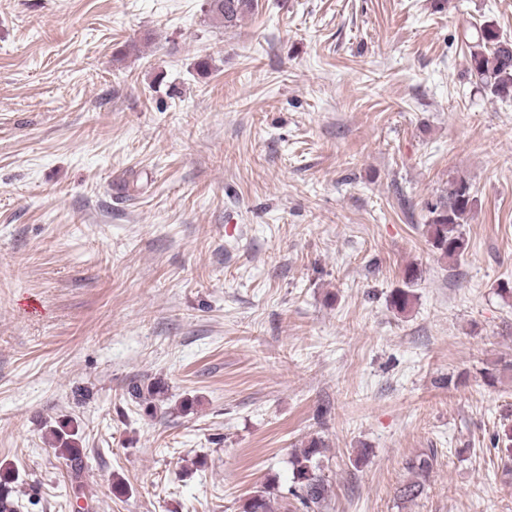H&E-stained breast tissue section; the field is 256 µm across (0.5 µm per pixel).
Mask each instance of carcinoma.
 I'll return each mask as SVG.
<instances>
[{
	"label": "carcinoma",
	"instance_id": "carcinoma-1",
	"mask_svg": "<svg viewBox=\"0 0 512 512\" xmlns=\"http://www.w3.org/2000/svg\"><path fill=\"white\" fill-rule=\"evenodd\" d=\"M257 0H207L208 15L226 29L238 25L246 15L254 12ZM464 44L469 52L470 73L482 89L499 98L512 97V39L503 37L495 25L485 22L473 26V32H464ZM476 203L472 186L463 176L448 179V187L436 200L427 206V234L434 249L442 256L456 259L464 254L467 243L460 227L468 222ZM60 442L58 453L78 473L84 467V453L67 438V432H55ZM322 443L311 440L305 448L295 453L292 460L294 479L298 487L292 496L305 512H321L327 498L328 488L319 473L315 461ZM434 453H424L408 462L407 469L412 478L401 486L400 497L413 500L425 489L426 478L434 467ZM11 477L0 471V512H14L11 499ZM274 492L264 487L246 499L242 512H272L271 498Z\"/></svg>",
	"mask_w": 512,
	"mask_h": 512
}]
</instances>
